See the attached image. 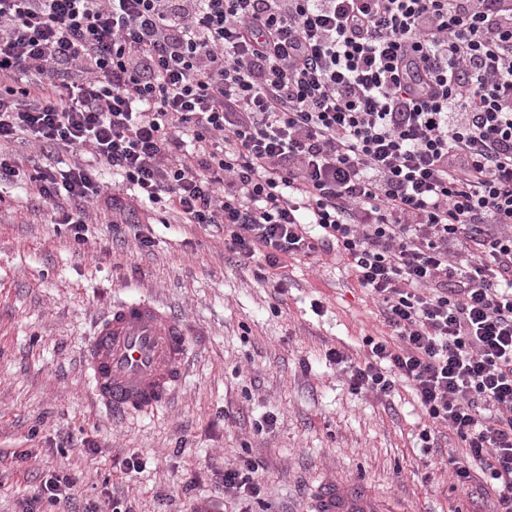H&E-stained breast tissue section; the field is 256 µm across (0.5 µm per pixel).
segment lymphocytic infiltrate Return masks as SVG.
<instances>
[{
	"label": "lymphocytic infiltrate",
	"instance_id": "obj_1",
	"mask_svg": "<svg viewBox=\"0 0 512 512\" xmlns=\"http://www.w3.org/2000/svg\"><path fill=\"white\" fill-rule=\"evenodd\" d=\"M91 162L39 172L84 215L156 205L225 248L336 251L389 336L325 360L355 394L405 383L512 512V0H0V143ZM265 465L224 466L259 498Z\"/></svg>",
	"mask_w": 512,
	"mask_h": 512
}]
</instances>
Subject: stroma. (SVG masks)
<instances>
[{"mask_svg": "<svg viewBox=\"0 0 512 512\" xmlns=\"http://www.w3.org/2000/svg\"><path fill=\"white\" fill-rule=\"evenodd\" d=\"M287 273L278 297L257 261L233 262L223 231L143 207L116 226L102 197L85 224H59L26 181L1 188L0 512H25L61 472L77 480L73 512L116 500L128 512H238L217 474L245 456L265 463L264 512H312L325 481L410 512H491L448 467L460 440L442 432L424 447L408 386L355 395L326 365L328 348L360 362L364 337L388 333L335 252L289 260ZM131 295L181 314L191 349L172 403L116 424L89 393L83 356L99 317ZM133 455L142 469L125 467Z\"/></svg>", "mask_w": 512, "mask_h": 512, "instance_id": "1", "label": "stroma"}]
</instances>
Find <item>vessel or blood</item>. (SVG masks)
<instances>
[{
  "instance_id": "b4317fda",
  "label": "vessel or blood",
  "mask_w": 512,
  "mask_h": 512,
  "mask_svg": "<svg viewBox=\"0 0 512 512\" xmlns=\"http://www.w3.org/2000/svg\"><path fill=\"white\" fill-rule=\"evenodd\" d=\"M190 340L164 306L138 299L112 307L86 352L84 371L114 421L168 405L186 373ZM314 512H398L362 488L328 484Z\"/></svg>"
}]
</instances>
